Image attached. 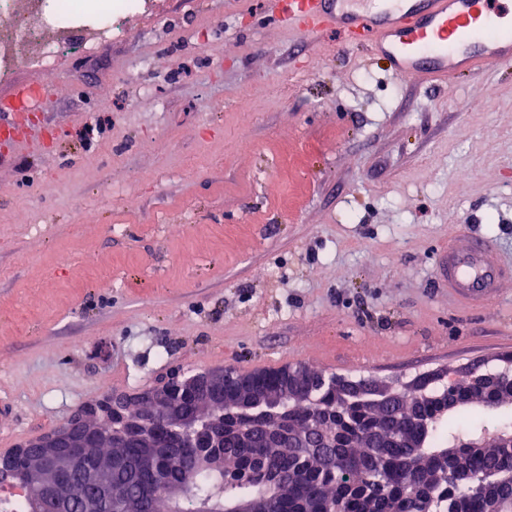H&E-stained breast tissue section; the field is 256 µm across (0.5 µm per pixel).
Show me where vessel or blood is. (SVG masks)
Listing matches in <instances>:
<instances>
[{
    "label": "vessel or blood",
    "instance_id": "obj_1",
    "mask_svg": "<svg viewBox=\"0 0 512 512\" xmlns=\"http://www.w3.org/2000/svg\"><path fill=\"white\" fill-rule=\"evenodd\" d=\"M288 22L335 31L420 82L512 65V0H292ZM442 277L458 300L481 307L497 297L505 272L484 239L458 236L448 241Z\"/></svg>",
    "mask_w": 512,
    "mask_h": 512
}]
</instances>
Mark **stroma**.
<instances>
[{
    "label": "stroma",
    "mask_w": 512,
    "mask_h": 512,
    "mask_svg": "<svg viewBox=\"0 0 512 512\" xmlns=\"http://www.w3.org/2000/svg\"><path fill=\"white\" fill-rule=\"evenodd\" d=\"M287 8L146 0L116 33L44 29L53 58L20 44L0 455L179 367L402 388L512 360V283L471 308L440 280L461 232L512 260V66L420 84Z\"/></svg>",
    "instance_id": "stroma-1"
}]
</instances>
